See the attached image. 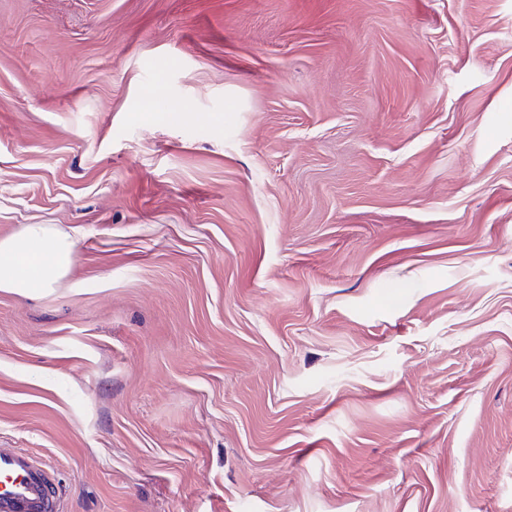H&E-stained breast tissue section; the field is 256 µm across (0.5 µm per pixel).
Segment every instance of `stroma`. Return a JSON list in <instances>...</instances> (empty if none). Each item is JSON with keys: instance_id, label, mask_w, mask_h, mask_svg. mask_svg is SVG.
I'll list each match as a JSON object with an SVG mask.
<instances>
[{"instance_id": "obj_1", "label": "stroma", "mask_w": 512, "mask_h": 512, "mask_svg": "<svg viewBox=\"0 0 512 512\" xmlns=\"http://www.w3.org/2000/svg\"><path fill=\"white\" fill-rule=\"evenodd\" d=\"M0 448L63 512H512V0H0ZM74 259L69 235L47 224H27L0 239V289L37 298L67 275Z\"/></svg>"}]
</instances>
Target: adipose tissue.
Returning <instances> with one entry per match:
<instances>
[{
  "label": "adipose tissue",
  "mask_w": 512,
  "mask_h": 512,
  "mask_svg": "<svg viewBox=\"0 0 512 512\" xmlns=\"http://www.w3.org/2000/svg\"><path fill=\"white\" fill-rule=\"evenodd\" d=\"M75 259L71 237L46 224L26 225L0 239V289L36 298L67 275Z\"/></svg>",
  "instance_id": "1"
}]
</instances>
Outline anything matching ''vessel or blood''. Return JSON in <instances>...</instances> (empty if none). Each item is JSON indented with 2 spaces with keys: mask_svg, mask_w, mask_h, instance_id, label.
I'll return each instance as SVG.
<instances>
[{
  "mask_svg": "<svg viewBox=\"0 0 512 512\" xmlns=\"http://www.w3.org/2000/svg\"><path fill=\"white\" fill-rule=\"evenodd\" d=\"M0 512H62L49 470L23 450L0 448Z\"/></svg>",
  "mask_w": 512,
  "mask_h": 512,
  "instance_id": "obj_1",
  "label": "vessel or blood"
}]
</instances>
